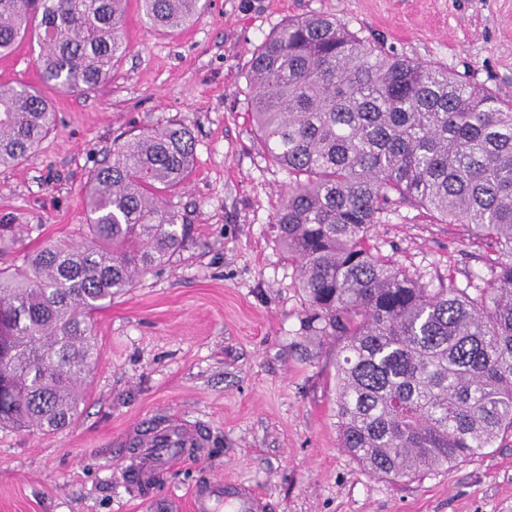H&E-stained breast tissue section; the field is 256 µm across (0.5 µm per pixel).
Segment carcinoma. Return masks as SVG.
I'll return each mask as SVG.
<instances>
[{
  "label": "carcinoma",
  "mask_w": 512,
  "mask_h": 512,
  "mask_svg": "<svg viewBox=\"0 0 512 512\" xmlns=\"http://www.w3.org/2000/svg\"><path fill=\"white\" fill-rule=\"evenodd\" d=\"M171 32L200 0H142ZM127 0H0V58L37 44L42 85L100 90L127 52ZM251 120L288 174L271 225L299 287L338 336L341 447L380 478L448 471L512 438V109L448 69L385 52L330 17L291 19L253 53ZM43 92L0 88V167L57 125ZM178 124L116 136L90 176L87 242L0 270V426L71 423L100 355L93 316L166 264L188 224L165 203L192 171ZM467 224L493 245L496 284L429 288L369 244L392 205Z\"/></svg>",
  "instance_id": "obj_1"
}]
</instances>
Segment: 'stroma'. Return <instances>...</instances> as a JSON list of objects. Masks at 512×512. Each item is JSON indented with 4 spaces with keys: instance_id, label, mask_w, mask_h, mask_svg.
I'll return each instance as SVG.
<instances>
[{
    "instance_id": "1",
    "label": "stroma",
    "mask_w": 512,
    "mask_h": 512,
    "mask_svg": "<svg viewBox=\"0 0 512 512\" xmlns=\"http://www.w3.org/2000/svg\"><path fill=\"white\" fill-rule=\"evenodd\" d=\"M327 15L395 54L447 68L512 103V0H207L168 35L127 0V52L94 93L50 91L56 129L22 165L0 167V268L87 234L85 185L114 138L179 123L192 173L167 197L190 226L163 267L96 314L101 355L75 420L51 435L0 427V512H186L191 486L241 478L276 512H512V439L414 480L376 477L340 446L337 340L270 231L288 175L250 121L253 52L288 19ZM21 43L0 86L37 83ZM431 287L486 288L496 253L465 224L393 205L371 233ZM201 420L206 448L133 495L116 463L133 430Z\"/></svg>"
}]
</instances>
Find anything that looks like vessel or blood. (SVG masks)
<instances>
[{"mask_svg": "<svg viewBox=\"0 0 512 512\" xmlns=\"http://www.w3.org/2000/svg\"><path fill=\"white\" fill-rule=\"evenodd\" d=\"M138 455L121 465L134 484L145 486L207 444L200 422L176 418L136 438ZM192 512H272L274 505L242 480L206 478L190 491Z\"/></svg>", "mask_w": 512, "mask_h": 512, "instance_id": "1", "label": "vessel or blood"}]
</instances>
